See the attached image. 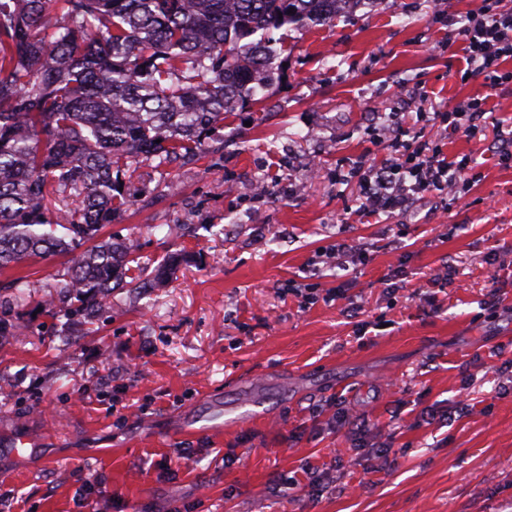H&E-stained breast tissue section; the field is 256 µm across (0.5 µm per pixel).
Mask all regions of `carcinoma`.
Wrapping results in <instances>:
<instances>
[{"label":"carcinoma","instance_id":"obj_1","mask_svg":"<svg viewBox=\"0 0 512 512\" xmlns=\"http://www.w3.org/2000/svg\"><path fill=\"white\" fill-rule=\"evenodd\" d=\"M0 0V270L69 256L43 305L89 316L134 261L95 242L141 167L190 161L274 80L283 27L329 25L364 0ZM80 197L50 211L48 197Z\"/></svg>","mask_w":512,"mask_h":512}]
</instances>
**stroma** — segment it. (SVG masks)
Returning <instances> with one entry per match:
<instances>
[{"label": "stroma", "instance_id": "stroma-1", "mask_svg": "<svg viewBox=\"0 0 512 512\" xmlns=\"http://www.w3.org/2000/svg\"><path fill=\"white\" fill-rule=\"evenodd\" d=\"M447 33L429 0L276 31L265 98L226 113L192 162L126 179L131 203L103 233L137 241L135 285L91 319L42 309L66 256L0 271V319L19 327L0 336L14 512H512V167L492 148L512 84L461 80V43L431 50ZM421 89L441 110L488 94L484 147L455 133L444 147L475 152V183L359 215L347 173L385 155L376 111ZM340 235L369 261L322 259ZM309 282L312 304L295 290ZM342 283L357 314L325 299ZM340 411L368 418L363 446ZM307 464L318 489L273 490Z\"/></svg>", "mask_w": 512, "mask_h": 512}]
</instances>
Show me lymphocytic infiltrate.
<instances>
[{
	"label": "lymphocytic infiltrate",
	"instance_id": "1",
	"mask_svg": "<svg viewBox=\"0 0 512 512\" xmlns=\"http://www.w3.org/2000/svg\"><path fill=\"white\" fill-rule=\"evenodd\" d=\"M449 35L462 43L467 61L464 79H482L490 88L512 83V71L502 67L512 58V8L494 9L485 2ZM486 112L485 98L477 95L459 100L446 111L420 110L419 118L437 127L440 134L412 142L405 140L402 125L393 126L388 156L377 164L358 162L352 169L364 213H403L416 196L425 193L440 199L450 193L465 196L472 157H448L441 134L453 129L474 138L486 123Z\"/></svg>",
	"mask_w": 512,
	"mask_h": 512
}]
</instances>
